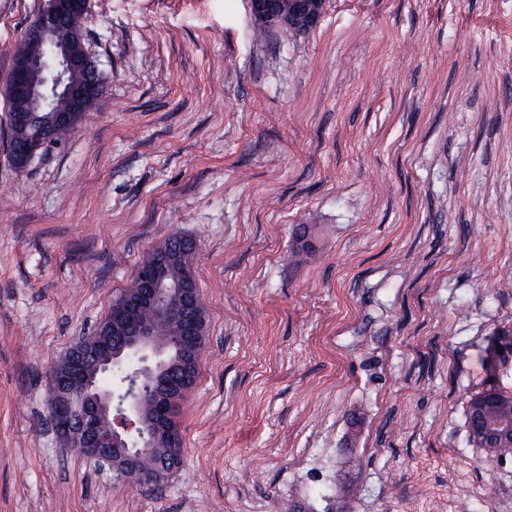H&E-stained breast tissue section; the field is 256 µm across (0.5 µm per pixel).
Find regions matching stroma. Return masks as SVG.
Listing matches in <instances>:
<instances>
[{
    "label": "stroma",
    "mask_w": 512,
    "mask_h": 512,
    "mask_svg": "<svg viewBox=\"0 0 512 512\" xmlns=\"http://www.w3.org/2000/svg\"><path fill=\"white\" fill-rule=\"evenodd\" d=\"M42 4L0 0V76ZM84 34L102 97L24 171L0 149V512H512L466 425L512 389V0H325L288 39L249 0H91ZM173 234L205 345L151 492L46 398Z\"/></svg>",
    "instance_id": "stroma-1"
}]
</instances>
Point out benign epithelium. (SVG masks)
<instances>
[{
	"instance_id": "obj_1",
	"label": "benign epithelium",
	"mask_w": 512,
	"mask_h": 512,
	"mask_svg": "<svg viewBox=\"0 0 512 512\" xmlns=\"http://www.w3.org/2000/svg\"><path fill=\"white\" fill-rule=\"evenodd\" d=\"M250 3L253 16L261 21L283 24L294 20L307 27L319 24L324 6V0H289L286 11L282 0ZM88 8L89 0H44L24 33V40L41 52V68H36L25 55L17 54L8 74L0 79V95L13 112L7 146L16 170L25 169L44 152L54 129L74 125L101 92L98 65L85 46L81 28L72 25ZM63 29L68 34L61 40L58 34ZM173 259L170 253L151 255L141 276V288L135 297L121 301L117 312L131 314L146 308L179 325L184 345L179 390L188 392L196 384L199 365L198 348L191 341V337L199 335L197 292L187 272L180 280L169 281L167 270ZM116 331L123 336L121 348L114 350L112 343L99 342L98 352L103 356L100 373H117L131 364L139 366L141 372H151L163 365L154 340L159 332L152 326L132 320L116 326ZM76 384L90 395L89 416L111 421L110 447L100 446L93 426L77 423L82 409L66 401ZM169 402V386L162 384L154 393L150 413L133 390L118 404L100 384L99 377L89 378L80 372L65 380L53 375L48 393L51 423L64 433L80 436V452L88 460L108 468L118 462L119 473L137 467L161 441L173 448L179 446L177 426L167 413Z\"/></svg>"
}]
</instances>
